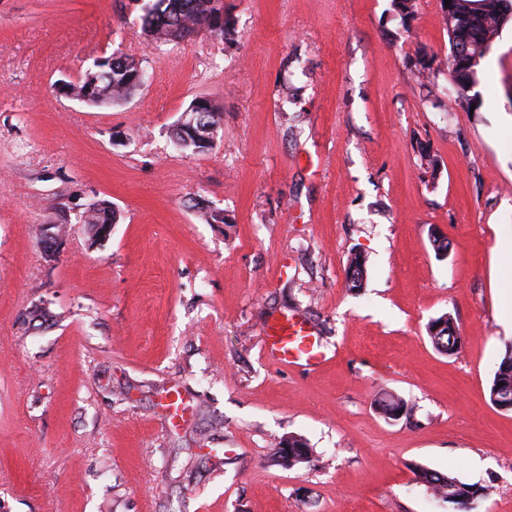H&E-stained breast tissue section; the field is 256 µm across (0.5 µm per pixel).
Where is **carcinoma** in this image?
Returning a JSON list of instances; mask_svg holds the SVG:
<instances>
[{
  "label": "carcinoma",
  "instance_id": "carcinoma-1",
  "mask_svg": "<svg viewBox=\"0 0 512 512\" xmlns=\"http://www.w3.org/2000/svg\"><path fill=\"white\" fill-rule=\"evenodd\" d=\"M149 11L140 17L141 28L153 43L179 44L189 34L202 29L211 36L224 39L229 34V20L224 16V0H146ZM394 15L402 23L415 12V0H391ZM475 24L467 28L465 37L458 46L479 58L486 57V42L495 34L500 33V12H484L478 8L472 9ZM441 72L440 64L435 58L419 62L414 75L426 83ZM147 75L140 63L114 51L94 58L92 65L83 77L70 85L64 95L73 99L80 98L91 92L95 107L119 104L125 101L135 90L146 83ZM172 140L182 151L195 152L202 145L187 134L183 126L178 124L172 132ZM81 223L88 227L96 224H114L116 215L112 205L106 200L93 203L92 208L85 211ZM366 274L365 264L361 256L351 258L346 282L349 288H358ZM457 329L455 318L444 313L430 321L427 333L433 347L441 354H448V343L452 331ZM512 392V344L505 347L498 368L488 388L487 395L493 396L503 391ZM304 448L305 442L295 436H290L279 442L278 457L288 458V465L293 467L299 460L292 454H283L285 447ZM418 478L425 491L436 501L446 503L454 512H473L478 502L487 496L486 488L460 481L450 474L420 470Z\"/></svg>",
  "mask_w": 512,
  "mask_h": 512
}]
</instances>
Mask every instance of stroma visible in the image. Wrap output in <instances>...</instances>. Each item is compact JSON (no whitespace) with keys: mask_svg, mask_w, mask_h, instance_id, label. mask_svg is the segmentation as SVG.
Segmentation results:
<instances>
[{"mask_svg":"<svg viewBox=\"0 0 512 512\" xmlns=\"http://www.w3.org/2000/svg\"><path fill=\"white\" fill-rule=\"evenodd\" d=\"M224 11L225 40L156 50L132 0H0V512H444L423 469L512 512V412L487 396L512 343V23L474 106L442 112L447 74L412 73L448 57L440 0L405 24L390 0ZM116 49L150 74L128 101L59 91ZM201 97L215 145L177 152ZM100 199L119 221L94 244L79 219ZM63 222L46 258L39 229ZM446 312L454 357L427 335ZM288 316L320 363L271 354ZM291 435L297 468L277 456Z\"/></svg>","mask_w":512,"mask_h":512,"instance_id":"1","label":"stroma"}]
</instances>
